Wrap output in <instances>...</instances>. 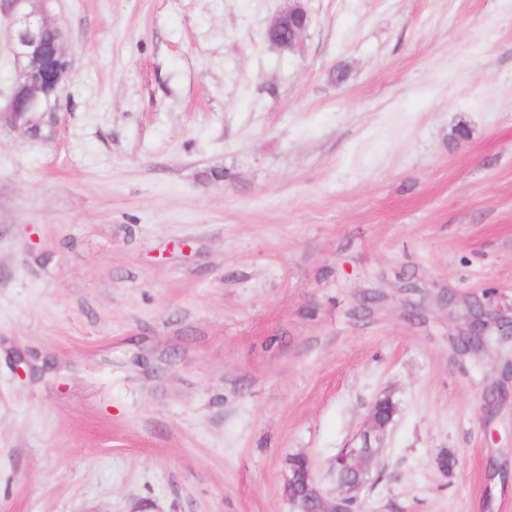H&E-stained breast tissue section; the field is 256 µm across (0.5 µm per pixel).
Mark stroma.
<instances>
[{"instance_id": "1", "label": "stroma", "mask_w": 512, "mask_h": 512, "mask_svg": "<svg viewBox=\"0 0 512 512\" xmlns=\"http://www.w3.org/2000/svg\"><path fill=\"white\" fill-rule=\"evenodd\" d=\"M53 0L52 142L0 129V512H512V0ZM343 81H336V71ZM305 0H289L288 7L277 13L269 22L268 30L271 33L279 32L288 27V37L277 40L276 45L284 49L294 48L310 25V15L304 5ZM394 406L389 398H378L371 406L367 420L359 431L354 434L346 445L337 453L332 469L341 476L334 494L328 493L322 483L307 467L304 477L306 491L322 502V512L339 511L343 504H357L360 493L367 483L370 467L377 461L382 446L383 437L394 414ZM352 472L362 475L357 482L348 480Z\"/></svg>"}]
</instances>
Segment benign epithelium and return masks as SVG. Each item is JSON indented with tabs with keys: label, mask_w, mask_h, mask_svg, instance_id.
<instances>
[{
	"label": "benign epithelium",
	"mask_w": 512,
	"mask_h": 512,
	"mask_svg": "<svg viewBox=\"0 0 512 512\" xmlns=\"http://www.w3.org/2000/svg\"><path fill=\"white\" fill-rule=\"evenodd\" d=\"M49 0H12L15 28L11 35V52L16 78L7 101L0 104V126L7 127L24 139H36L42 122L43 104L52 100L60 108V94L72 71V60L64 50L63 37L50 38L55 28L49 20ZM304 0H289L288 7L269 22L272 33L288 28V37L276 41L284 49L294 48L310 25ZM394 414L389 398L377 399L367 420L337 453L332 469L341 476L337 490L331 494L307 469L303 474L306 491L322 502V512H339L342 505L357 503L367 483L370 467L377 461L383 437Z\"/></svg>",
	"instance_id": "7a95c632"
}]
</instances>
